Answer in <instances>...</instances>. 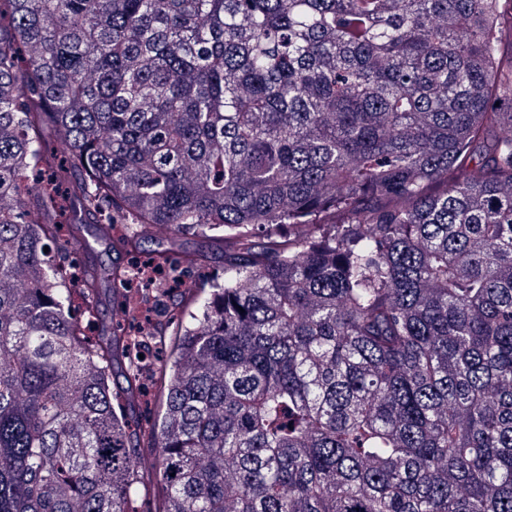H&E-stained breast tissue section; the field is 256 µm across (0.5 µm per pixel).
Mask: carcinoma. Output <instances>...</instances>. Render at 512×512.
Returning a JSON list of instances; mask_svg holds the SVG:
<instances>
[{"mask_svg": "<svg viewBox=\"0 0 512 512\" xmlns=\"http://www.w3.org/2000/svg\"><path fill=\"white\" fill-rule=\"evenodd\" d=\"M512 0H0V512H512ZM52 138L62 156L48 152ZM75 224L224 233L87 336ZM244 312H239V309ZM152 356L144 366L132 346ZM155 405L142 422L112 389ZM177 240L176 256H182L183 251L187 252H200L207 255L208 259L206 266L202 268L188 269L190 282L193 274L200 279L205 275L213 274L218 277H224V242L223 244L214 242L209 238H203L192 234H178L172 235Z\"/></svg>", "mask_w": 512, "mask_h": 512, "instance_id": "1", "label": "carcinoma"}]
</instances>
